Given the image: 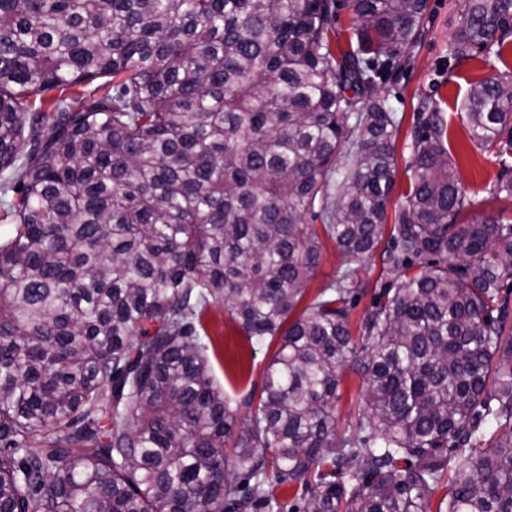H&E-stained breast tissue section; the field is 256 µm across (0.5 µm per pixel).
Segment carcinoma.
Instances as JSON below:
<instances>
[{
	"label": "carcinoma",
	"instance_id": "cac0c4a2",
	"mask_svg": "<svg viewBox=\"0 0 512 512\" xmlns=\"http://www.w3.org/2000/svg\"><path fill=\"white\" fill-rule=\"evenodd\" d=\"M427 3L0 0V512H274L281 484L303 512H431L440 486L436 512H512V220L457 222L475 202L434 101L381 253L415 273L361 346L346 325L395 184L401 120L376 86ZM467 5L449 54L491 65L512 0ZM506 82L476 83L461 118L512 200ZM308 214L348 267L291 321L319 259ZM212 305L252 353L280 343L241 418L198 331ZM350 359L368 416L339 438Z\"/></svg>",
	"mask_w": 512,
	"mask_h": 512
}]
</instances>
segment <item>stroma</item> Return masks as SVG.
<instances>
[{"mask_svg": "<svg viewBox=\"0 0 512 512\" xmlns=\"http://www.w3.org/2000/svg\"><path fill=\"white\" fill-rule=\"evenodd\" d=\"M465 9L466 0H428L421 40L409 63L379 83V96L385 98L387 106L401 120L394 138L396 177L388 212L400 208L408 188L409 166L413 160V115L422 100L432 98L447 119L452 171L475 201L474 207L462 211L461 220L512 216V201L489 193L490 182L500 173L499 166L490 153L473 145L459 117L472 84L492 77L512 76V42L505 46L501 60L495 65L486 64L482 52L477 50L469 60L455 62L449 55V47L464 22ZM320 246V260L310 274L304 295L308 302L347 265L334 240L321 236ZM359 275L363 287L350 298L347 317V327L355 339L361 337L364 317L378 302L381 289L401 284L398 276L384 270L376 257L366 261ZM202 327L212 343L213 376L225 397L235 406L246 397H260L268 354L251 355L247 336L224 308L206 310ZM366 390V380L351 365H344L339 373L336 405L338 434L357 432L359 420L367 414Z\"/></svg>", "mask_w": 512, "mask_h": 512, "instance_id": "obj_1", "label": "stroma"}]
</instances>
